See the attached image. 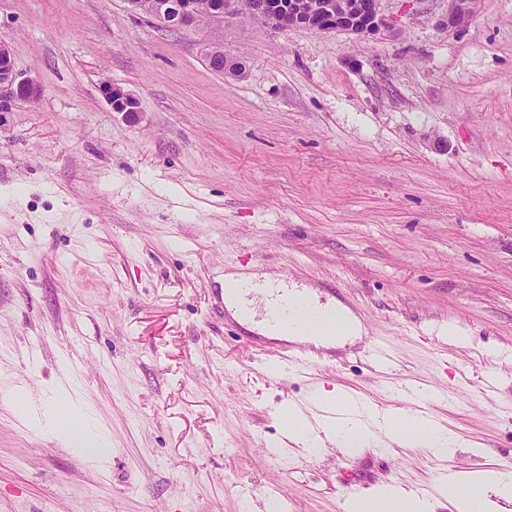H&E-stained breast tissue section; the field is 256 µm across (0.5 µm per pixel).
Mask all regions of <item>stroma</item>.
<instances>
[{"label":"stroma","instance_id":"1","mask_svg":"<svg viewBox=\"0 0 512 512\" xmlns=\"http://www.w3.org/2000/svg\"><path fill=\"white\" fill-rule=\"evenodd\" d=\"M384 8L392 29L357 36L0 0V41L42 87L0 114V512H342L351 491L432 493L442 469L512 457V0L461 30L446 0ZM215 43L242 76L211 69ZM240 269L335 299L363 335L280 370L287 341L224 309ZM376 339L394 367L372 364ZM23 382L49 408L70 395L112 443L103 465L24 424ZM402 385L461 436L448 460L275 451L314 388L402 408ZM99 91L112 112H121L130 118L137 116L140 112L137 98L123 88L113 85L112 82L103 83Z\"/></svg>","mask_w":512,"mask_h":512}]
</instances>
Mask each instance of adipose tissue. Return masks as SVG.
<instances>
[{"mask_svg": "<svg viewBox=\"0 0 512 512\" xmlns=\"http://www.w3.org/2000/svg\"><path fill=\"white\" fill-rule=\"evenodd\" d=\"M284 295L296 307L287 324L274 326L259 321V303ZM224 302L241 324L273 339L331 344L339 337L363 332L348 308L320 302L313 291L264 274L225 273ZM314 401L313 412L291 403L281 416L282 433L289 444L311 453L330 444L355 452L396 443L425 448L437 457L447 458L461 445L453 431L417 410H385L338 388L317 391ZM47 419L65 445L85 448L89 458L103 461L110 446L107 437L89 438L78 427L63 426L56 411L49 412ZM444 499L452 503L455 512H498L499 501H512V472L489 469L448 475L436 498L419 496L399 485L381 484L371 494L347 499L343 508L344 512H436Z\"/></svg>", "mask_w": 512, "mask_h": 512, "instance_id": "ef3b65f1", "label": "adipose tissue"}]
</instances>
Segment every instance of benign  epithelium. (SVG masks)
<instances>
[{"label": "benign epithelium", "instance_id": "7a95c632", "mask_svg": "<svg viewBox=\"0 0 512 512\" xmlns=\"http://www.w3.org/2000/svg\"><path fill=\"white\" fill-rule=\"evenodd\" d=\"M136 13H146L161 26L175 32L199 26L198 0H126ZM385 0H231L224 12L213 14L212 21L228 14L250 15L266 26L279 30L306 29L312 32H345L376 35L390 26L384 12ZM448 7L441 24L448 29H463L472 21L480 0H446ZM105 102L114 112L135 117L140 112L137 98L110 82L99 87ZM41 87L32 77L19 78L8 47L0 42V112L12 111L18 101L39 98Z\"/></svg>", "mask_w": 512, "mask_h": 512}]
</instances>
